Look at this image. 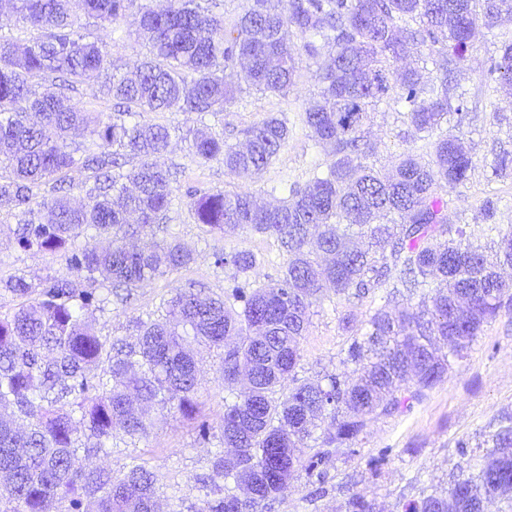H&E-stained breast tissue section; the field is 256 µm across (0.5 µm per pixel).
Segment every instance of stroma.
<instances>
[{"label": "stroma", "mask_w": 512, "mask_h": 512, "mask_svg": "<svg viewBox=\"0 0 512 512\" xmlns=\"http://www.w3.org/2000/svg\"><path fill=\"white\" fill-rule=\"evenodd\" d=\"M134 32V20L130 17L112 29L96 31L100 38L112 41L113 57L122 72L129 75L136 71L148 51L147 42L136 39ZM511 36L512 15L503 17L493 31L479 30L466 63L463 86L473 120L460 130L459 136L476 166L465 185L443 194L448 212L457 224L481 223L482 203L491 195L500 200L497 223L512 224V175L495 179L488 167L496 150H512V103L496 100L486 82V69L497 55L499 41ZM289 39L295 47L298 78L287 94L240 87V70L234 67L226 69L224 77L227 83L237 86L238 93L224 111L203 119L193 112L148 113V120L182 132L207 125L213 134L239 145L246 140L245 130L271 113L287 117L292 133L276 160L251 176L228 173L220 161L200 163L186 142L173 140L164 158L166 165L178 169L172 183L175 200L167 224L172 233L195 248L196 261L189 269L143 285L131 308H90L89 321L97 334L114 338L132 335L136 319L162 314L163 300L174 289L191 282L204 284L214 294H223L224 279L231 270L215 267L214 251L250 248L262 254L266 262L254 273L260 282L285 263L287 256L275 239H256L239 231L222 236L196 224L185 190H246L261 204L276 205L287 196L290 187L305 185L316 167L326 165L328 147L311 140L303 125L304 112L317 91L311 75L318 62L304 52L298 31H291ZM407 130L405 118L397 112L394 102L379 104L368 127V138L374 146L371 160L382 171H389L398 155L408 150L418 154L422 161H429L427 142L413 140ZM16 224L13 213L0 210V310L5 312L17 303L16 297L3 289L9 278L21 276L37 285L67 273L64 259L20 248L13 234ZM375 307L371 299L349 302L337 298L333 289H325L321 302L312 307L310 324L300 339L298 378L315 382L325 372L335 370L348 339L343 318H350L354 328L364 327ZM220 366L216 353H202L197 393L200 419L214 428L224 415L225 401L244 389L240 383L231 388L225 386ZM505 407H512V313L508 312L484 327L465 357L450 369L447 380L430 390L422 401L414 403L407 412L372 421L358 455L331 462L324 496L310 498L307 478L299 472L271 512H344L347 497L354 493L375 500L380 512H401L402 502L418 495L422 487L447 492L459 472L471 471L474 465L471 455L461 454L459 442L479 439ZM219 447L218 438L207 442L200 439L196 423L159 414L147 439L133 446L118 443L108 452L91 457L89 463L117 475L128 465H145L157 478L160 512H174L178 503L200 502L203 493L198 478L208 471ZM383 448L389 449V460L375 477L366 462Z\"/></svg>", "instance_id": "1"}]
</instances>
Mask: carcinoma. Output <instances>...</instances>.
<instances>
[{"label":"carcinoma","instance_id":"obj_1","mask_svg":"<svg viewBox=\"0 0 512 512\" xmlns=\"http://www.w3.org/2000/svg\"><path fill=\"white\" fill-rule=\"evenodd\" d=\"M84 0L86 22L69 0H12L19 21L40 31L21 41L0 34V209L18 217L17 244L60 254L87 288L67 276L37 286L13 277L6 288L22 302L0 313V512H156V478L141 464L120 476L90 468L86 458L112 439L140 440L157 408L184 419L198 413L201 353L221 355L224 383L246 373L248 392L224 403L219 442L202 479L204 497L188 512H268L298 471L311 495L325 494L333 457L353 456L370 422L412 407L448 378L483 327L512 308V283L487 261L481 237L499 263L512 266V224L488 220L468 230L451 223L442 193L468 180L473 157L444 128L469 115L462 62L478 27L494 29L512 14V0H251L226 37L223 17L198 0ZM137 9L138 34L150 54L133 78L112 62V44L91 24H116ZM307 55H326L314 74L317 93L305 111L309 136L330 148L325 171L293 187L279 205L263 208L248 191H187L196 223L275 238L287 253L281 274L260 284V259L244 248L213 253L234 272L224 296L191 283L165 301V313L136 322V337L107 340L85 322L96 290L126 306L144 283L195 262L171 235L150 250L125 239L155 233L173 205L174 172L162 162L171 130L140 119L144 112H220L233 99L224 68L238 65L251 89L285 94L296 62L288 28ZM430 62L436 81L392 63ZM55 75L54 88L35 79ZM493 91L512 94V39L491 59ZM91 85L112 100L107 119L69 95ZM394 99L412 136L429 140L427 163L407 151L387 175L369 162L364 136L379 103ZM79 130L84 142H69ZM246 146L202 127L182 136L201 162H224L231 174L266 168L288 143L286 119L270 114L245 131ZM138 159L131 167L129 160ZM87 173L86 202H71L67 173ZM492 175L512 171V151L491 163ZM55 193L50 218L37 216L42 187ZM88 229L107 239L101 251L73 249ZM347 301L381 294L363 331L350 334L342 368L323 381L295 376L300 338L326 287ZM418 298V308L389 309ZM448 351L439 352V345ZM324 423L315 434L318 423ZM310 452H304L305 448ZM475 472L461 474L448 494L410 499L402 512H486L498 498L512 509V409L502 411L475 444ZM345 512H379L352 494Z\"/></svg>","mask_w":512,"mask_h":512}]
</instances>
